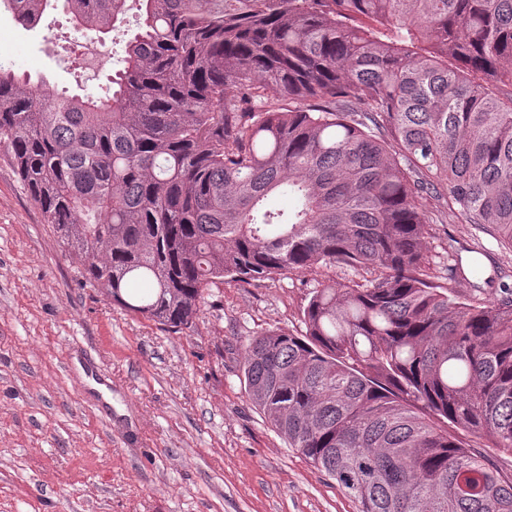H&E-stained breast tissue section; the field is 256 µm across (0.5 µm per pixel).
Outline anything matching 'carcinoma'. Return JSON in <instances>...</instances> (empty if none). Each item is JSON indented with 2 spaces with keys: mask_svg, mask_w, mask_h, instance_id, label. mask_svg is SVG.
I'll use <instances>...</instances> for the list:
<instances>
[{
  "mask_svg": "<svg viewBox=\"0 0 512 512\" xmlns=\"http://www.w3.org/2000/svg\"><path fill=\"white\" fill-rule=\"evenodd\" d=\"M60 2L83 37L137 11L103 97L0 65V146L85 277L182 330L226 277L339 268L246 343L253 405L359 512H512L460 437L512 452V288L435 263L424 204L512 252V0Z\"/></svg>",
  "mask_w": 512,
  "mask_h": 512,
  "instance_id": "carcinoma-1",
  "label": "carcinoma"
}]
</instances>
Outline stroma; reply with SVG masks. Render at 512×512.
I'll return each mask as SVG.
<instances>
[{
    "mask_svg": "<svg viewBox=\"0 0 512 512\" xmlns=\"http://www.w3.org/2000/svg\"><path fill=\"white\" fill-rule=\"evenodd\" d=\"M72 24L48 9L22 26L0 0V64L51 87L100 93L121 66L74 69ZM481 248L512 275V253L442 211L432 257ZM317 267L208 288L191 328L113 305L83 275L0 146V512H357L334 480L301 459L251 403L248 338L304 331Z\"/></svg>",
    "mask_w": 512,
    "mask_h": 512,
    "instance_id": "1",
    "label": "stroma"
}]
</instances>
